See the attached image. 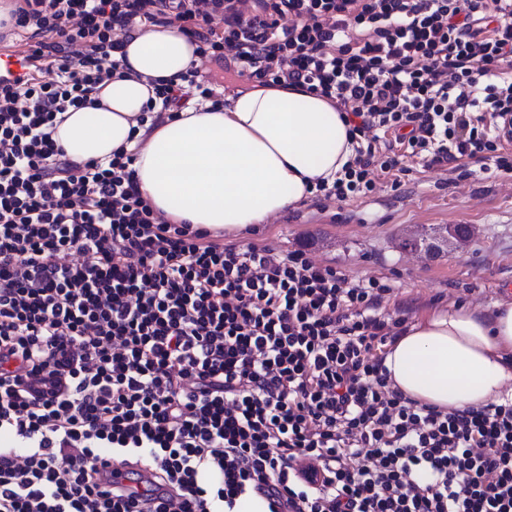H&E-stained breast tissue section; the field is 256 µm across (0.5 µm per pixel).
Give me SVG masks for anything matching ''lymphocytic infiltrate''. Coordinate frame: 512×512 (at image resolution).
Instances as JSON below:
<instances>
[{
    "label": "lymphocytic infiltrate",
    "instance_id": "obj_1",
    "mask_svg": "<svg viewBox=\"0 0 512 512\" xmlns=\"http://www.w3.org/2000/svg\"><path fill=\"white\" fill-rule=\"evenodd\" d=\"M40 66L0 80V512H512V399L444 412L384 365L390 285L227 245L156 213L133 154L70 160L58 114L119 76L135 32L172 27L252 86L301 87L355 155L324 199L405 158L512 171V0H18ZM138 124L189 100L148 79ZM114 467L101 473L103 457Z\"/></svg>",
    "mask_w": 512,
    "mask_h": 512
}]
</instances>
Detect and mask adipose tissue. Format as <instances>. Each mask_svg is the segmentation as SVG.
<instances>
[{
	"label": "adipose tissue",
	"instance_id": "obj_1",
	"mask_svg": "<svg viewBox=\"0 0 512 512\" xmlns=\"http://www.w3.org/2000/svg\"><path fill=\"white\" fill-rule=\"evenodd\" d=\"M174 28L139 32L125 47L133 77L100 85L98 106L68 110L53 139L75 162L136 152L143 197L175 221L236 236L306 199L316 179L334 182L353 155L348 127L325 99L300 88L257 87L232 108L189 107L136 146L131 132L150 91L196 60ZM392 385L443 411L512 397V305L486 315L466 305L408 325L384 361Z\"/></svg>",
	"mask_w": 512,
	"mask_h": 512
}]
</instances>
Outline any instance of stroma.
I'll return each mask as SVG.
<instances>
[{
  "label": "stroma",
  "mask_w": 512,
  "mask_h": 512,
  "mask_svg": "<svg viewBox=\"0 0 512 512\" xmlns=\"http://www.w3.org/2000/svg\"><path fill=\"white\" fill-rule=\"evenodd\" d=\"M458 225L468 228L467 240L435 251L404 245ZM237 242L282 251L308 244L316 260L390 284L389 312L412 322L455 303L485 313L512 304V171L484 170L468 158L453 172L412 162L398 177H381L367 197L307 198Z\"/></svg>",
  "instance_id": "1"
}]
</instances>
